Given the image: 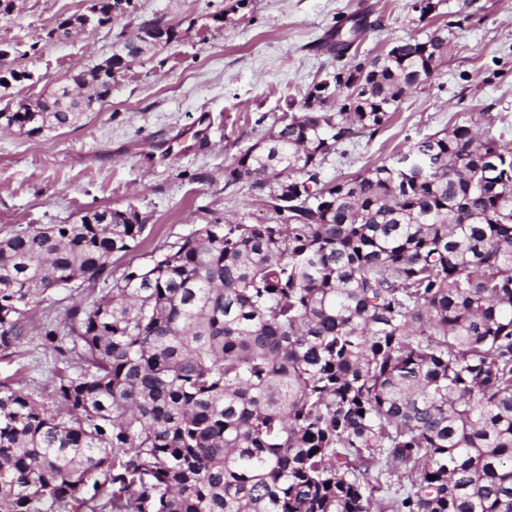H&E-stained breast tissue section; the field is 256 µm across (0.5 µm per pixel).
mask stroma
Listing matches in <instances>:
<instances>
[{"label": "stroma", "instance_id": "35a3bbf8", "mask_svg": "<svg viewBox=\"0 0 512 512\" xmlns=\"http://www.w3.org/2000/svg\"><path fill=\"white\" fill-rule=\"evenodd\" d=\"M137 10L107 26L49 38L58 18L86 12L89 0H18L0 19V42L14 47L29 80L12 84L20 101L100 62L119 34L160 19L179 33L115 76L112 94L79 128L38 136L0 128V237L39 224H68L87 211L134 207L147 219L138 246L112 259L113 278L145 267L202 225L265 223L270 218L250 181L227 183L224 170L263 140L313 81L336 65L322 48L337 21L367 15L374 29L359 57L385 53L395 42L425 38L469 16L455 29L454 50L433 79L405 100L374 138L339 146L323 165L331 180L408 150L417 139L488 110L492 132L512 146V0H441L420 20L412 0H134ZM211 123L200 149L158 146L199 115ZM111 280L76 281L34 308L35 330L0 357V381L19 382L52 403L55 356L36 329L62 323L76 302H91Z\"/></svg>", "mask_w": 512, "mask_h": 512}]
</instances>
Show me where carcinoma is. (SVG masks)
Instances as JSON below:
<instances>
[{
    "label": "carcinoma",
    "instance_id": "1",
    "mask_svg": "<svg viewBox=\"0 0 512 512\" xmlns=\"http://www.w3.org/2000/svg\"><path fill=\"white\" fill-rule=\"evenodd\" d=\"M99 5L48 36L103 26ZM373 28L336 25L333 71L225 169L280 203L275 223L205 224L38 328L54 406L0 381V512H376L393 471L395 512H512V148L469 119L324 180L448 59L447 28L360 58ZM129 37L119 71L158 48ZM30 79L0 70V90ZM111 91L99 62L0 126L76 127ZM145 230L129 206L0 238V355Z\"/></svg>",
    "mask_w": 512,
    "mask_h": 512
}]
</instances>
